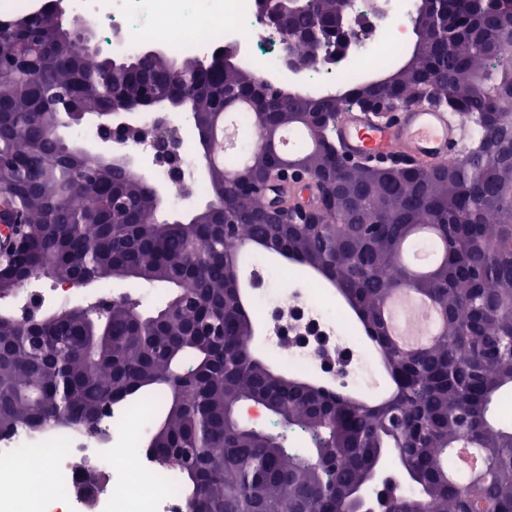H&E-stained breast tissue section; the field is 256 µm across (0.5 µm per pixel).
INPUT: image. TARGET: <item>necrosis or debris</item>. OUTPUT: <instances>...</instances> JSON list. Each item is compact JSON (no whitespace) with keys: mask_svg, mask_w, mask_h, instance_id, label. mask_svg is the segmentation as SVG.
<instances>
[{"mask_svg":"<svg viewBox=\"0 0 512 512\" xmlns=\"http://www.w3.org/2000/svg\"><path fill=\"white\" fill-rule=\"evenodd\" d=\"M62 2L91 24L103 50L129 54L161 46L176 57L208 60L223 44L238 45L258 72L279 67L282 46L262 20L258 0H0V22ZM414 14L413 0H353L351 20L361 46L336 77L353 83L401 60ZM253 267L259 322L276 337L275 360L287 367H321L346 382L365 384V358L347 334V316L321 286ZM156 401L101 417L92 430L52 425L0 434V512H184L175 464H154L140 451L143 419ZM104 472L94 504L76 487L88 471Z\"/></svg>","mask_w":512,"mask_h":512,"instance_id":"obj_1","label":"necrosis or debris"}]
</instances>
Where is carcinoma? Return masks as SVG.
I'll return each instance as SVG.
<instances>
[{"instance_id":"carcinoma-1","label":"carcinoma","mask_w":512,"mask_h":512,"mask_svg":"<svg viewBox=\"0 0 512 512\" xmlns=\"http://www.w3.org/2000/svg\"><path fill=\"white\" fill-rule=\"evenodd\" d=\"M440 25L420 34L424 47L406 67L387 68L386 81L355 83L335 100L288 94L282 106L264 96L267 123L288 130V111L329 116L326 141L307 151L310 167L342 184L346 209L326 210L310 227L266 223L261 203L237 192L224 173L245 165L263 173L286 159L261 131L242 158L210 169L211 206L189 222L157 218L160 202L149 183L121 163L87 162L65 149L62 124L123 97H157L173 108L190 106L201 148L210 149V117L251 103L255 72L216 64L200 73L166 53L87 64L72 47L77 34H48L56 14L42 12L0 23V192L14 198L30 241L23 269L54 279H132L170 288L165 305L144 312L134 299L114 297L102 310L47 313L32 326L7 312L0 318V434L43 424L90 429L106 412L161 399L151 422L154 458L179 460L184 501L206 512H349L351 495L369 469L392 456L414 478L409 492L393 491L386 512H512V428L494 423L489 407L512 388V154L475 147L512 129V112L494 103L512 90V55L501 24L512 21V0L496 13H477L454 31V0H435ZM335 0L299 10L293 24L327 27ZM363 97L401 104L427 103L467 117L477 129L462 161L370 176L347 173L336 154V123ZM122 198V210L112 198ZM237 238L224 240V201ZM276 253L311 269L345 299L367 336L374 337L396 386L374 403L326 385L310 389L245 350L257 318L242 304L241 245ZM410 291L431 302L441 331L429 345L407 350L392 343L383 308ZM202 321L221 336H198ZM491 348L484 364L476 357ZM256 398L330 447L322 457L281 448L261 431L242 427L230 413ZM464 444L485 462L481 479L457 474L445 450Z\"/></svg>"}]
</instances>
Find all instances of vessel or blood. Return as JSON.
Listing matches in <instances>:
<instances>
[{
	"mask_svg": "<svg viewBox=\"0 0 512 512\" xmlns=\"http://www.w3.org/2000/svg\"><path fill=\"white\" fill-rule=\"evenodd\" d=\"M463 129L448 113L428 105L396 111L386 121L363 112L345 113L336 125V141L351 158H403L433 165L460 150Z\"/></svg>",
	"mask_w": 512,
	"mask_h": 512,
	"instance_id": "1",
	"label": "vessel or blood"
}]
</instances>
